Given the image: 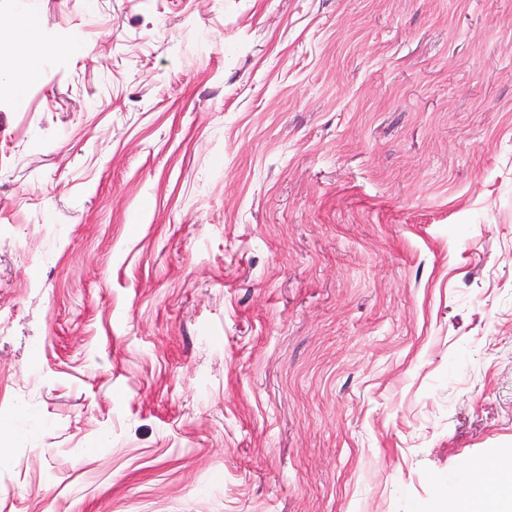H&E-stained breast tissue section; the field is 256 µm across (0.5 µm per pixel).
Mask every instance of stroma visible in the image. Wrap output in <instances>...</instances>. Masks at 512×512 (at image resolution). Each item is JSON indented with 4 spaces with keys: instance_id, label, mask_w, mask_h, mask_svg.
I'll use <instances>...</instances> for the list:
<instances>
[{
    "instance_id": "35a3bbf8",
    "label": "stroma",
    "mask_w": 512,
    "mask_h": 512,
    "mask_svg": "<svg viewBox=\"0 0 512 512\" xmlns=\"http://www.w3.org/2000/svg\"><path fill=\"white\" fill-rule=\"evenodd\" d=\"M0 48V512H490L512 0H0Z\"/></svg>"
}]
</instances>
